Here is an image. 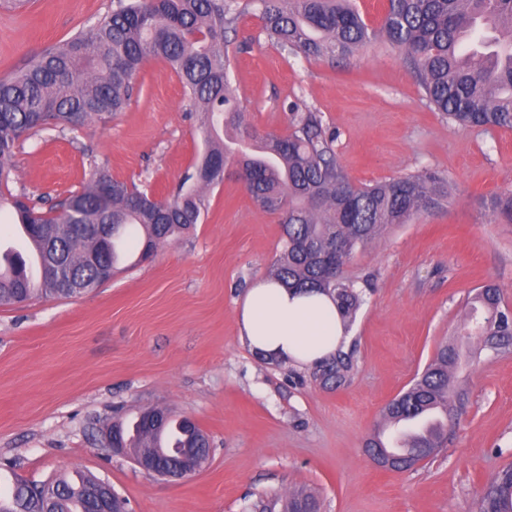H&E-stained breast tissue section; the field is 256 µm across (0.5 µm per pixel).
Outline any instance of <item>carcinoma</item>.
I'll return each instance as SVG.
<instances>
[{
  "mask_svg": "<svg viewBox=\"0 0 512 512\" xmlns=\"http://www.w3.org/2000/svg\"><path fill=\"white\" fill-rule=\"evenodd\" d=\"M99 21L51 45L22 68L0 78V213L12 214L27 241L46 249L49 263L25 272L14 256L0 268V305L21 304L36 295L79 297L104 283V269L117 272L119 244L138 234L139 258L201 223L207 210L202 189L230 173H245V189L262 209L277 213L282 250L271 278L288 288L332 295L343 324L356 314L360 292L345 276L355 253L388 227L442 208L448 179L436 172L407 174L357 185L336 160L335 134L310 110L292 109L285 134L259 135L245 123L229 81L228 34L246 6L238 0H113ZM263 28L289 54L353 55L381 36L402 50L429 107L449 119L483 130L512 129V0H388L381 23L371 28L350 0H259ZM150 60L178 77L192 111L199 113L204 151L193 173L167 199H156L95 167L82 191L61 200L10 189L17 144L48 125L75 130L129 106L133 80ZM485 207L512 222V192L490 197ZM112 225L108 245L90 230ZM463 335L479 349L500 351L512 341V310L499 288L482 286L467 303ZM458 348L440 346L424 370L386 406L384 424L408 428L430 413L437 429L415 433L398 458L419 463L444 447L448 421L462 408L454 383ZM352 354L338 350L310 372L321 386L347 383ZM130 452L139 448H200L208 438L197 424L167 418L158 430L138 418L118 423ZM41 486L16 483L11 507L0 512H92L97 478L82 475ZM317 512L315 498L295 492L259 498L254 512ZM477 512H512V467L487 484Z\"/></svg>",
  "mask_w": 512,
  "mask_h": 512,
  "instance_id": "carcinoma-1",
  "label": "carcinoma"
}]
</instances>
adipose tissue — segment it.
I'll return each mask as SVG.
<instances>
[{
	"label": "adipose tissue",
	"instance_id": "obj_1",
	"mask_svg": "<svg viewBox=\"0 0 512 512\" xmlns=\"http://www.w3.org/2000/svg\"><path fill=\"white\" fill-rule=\"evenodd\" d=\"M240 335L263 355L313 365L339 348L344 329L334 299L256 281L238 307Z\"/></svg>",
	"mask_w": 512,
	"mask_h": 512
}]
</instances>
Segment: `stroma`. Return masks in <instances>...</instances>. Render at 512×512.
Listing matches in <instances>:
<instances>
[{
  "label": "stroma",
  "instance_id": "stroma-1",
  "mask_svg": "<svg viewBox=\"0 0 512 512\" xmlns=\"http://www.w3.org/2000/svg\"><path fill=\"white\" fill-rule=\"evenodd\" d=\"M112 0H29L0 8V76L94 25ZM229 72L247 123L286 133L291 106L319 113L340 165L359 185L435 171L447 207L387 228L351 259L365 283L347 343L351 379L312 381L240 337L238 302L282 248L278 215L234 178L207 192L202 223L140 260L139 240L110 281L71 299L0 306V491L81 472L108 481L129 512H253L259 497L313 494L322 512H475L512 466V350H478L457 333L473 290L493 282L512 307V223L484 198L512 192V130L464 127L433 111L398 48L378 38L355 55L281 53L257 4L230 34ZM128 108L70 131L39 130L13 158V191L64 198L91 166L167 197L204 143L177 76L149 61ZM443 344L458 345L465 409L448 445L414 470L374 466L364 442L388 402ZM193 418L208 435L203 466L179 481L140 469L101 442L112 422L148 408Z\"/></svg>",
  "mask_w": 512,
  "mask_h": 512
}]
</instances>
